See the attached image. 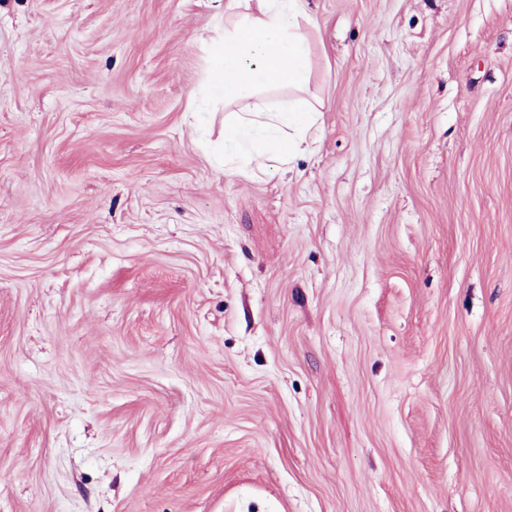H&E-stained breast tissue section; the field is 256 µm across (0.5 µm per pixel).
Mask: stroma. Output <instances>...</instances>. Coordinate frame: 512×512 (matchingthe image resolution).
I'll use <instances>...</instances> for the list:
<instances>
[{
    "label": "stroma",
    "instance_id": "35a3bbf8",
    "mask_svg": "<svg viewBox=\"0 0 512 512\" xmlns=\"http://www.w3.org/2000/svg\"><path fill=\"white\" fill-rule=\"evenodd\" d=\"M309 7L243 176L217 0H0V512H512V0Z\"/></svg>",
    "mask_w": 512,
    "mask_h": 512
}]
</instances>
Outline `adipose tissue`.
<instances>
[{
    "label": "adipose tissue",
    "mask_w": 512,
    "mask_h": 512,
    "mask_svg": "<svg viewBox=\"0 0 512 512\" xmlns=\"http://www.w3.org/2000/svg\"><path fill=\"white\" fill-rule=\"evenodd\" d=\"M307 0H224V34L206 46V78L223 99L224 157L234 172L288 165L318 138L317 105L272 104L266 94L304 90L310 71Z\"/></svg>",
    "instance_id": "obj_1"
}]
</instances>
